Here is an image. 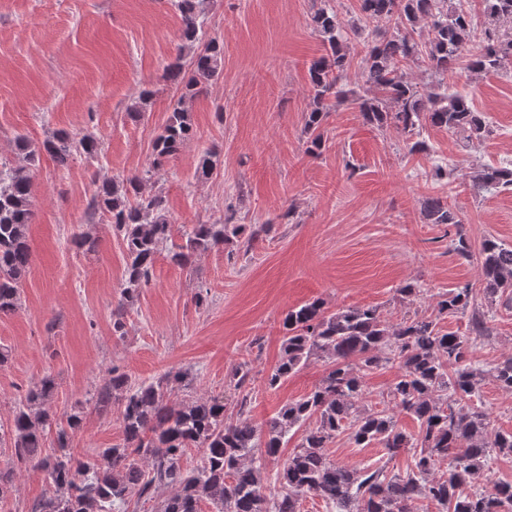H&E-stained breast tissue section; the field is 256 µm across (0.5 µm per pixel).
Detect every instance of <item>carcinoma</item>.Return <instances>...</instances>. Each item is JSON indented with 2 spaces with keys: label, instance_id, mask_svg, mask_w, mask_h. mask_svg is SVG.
I'll list each match as a JSON object with an SVG mask.
<instances>
[{
  "label": "carcinoma",
  "instance_id": "carcinoma-1",
  "mask_svg": "<svg viewBox=\"0 0 512 512\" xmlns=\"http://www.w3.org/2000/svg\"><path fill=\"white\" fill-rule=\"evenodd\" d=\"M367 22L392 21L396 32L366 42L361 58L365 91L360 111L366 123L392 126L408 140V151L421 149L427 125L463 135L470 142L490 133L485 115L469 98L437 87L422 89L408 81L403 69L424 63L437 76H445L473 40L472 16L450 8L448 0H359ZM200 0H176L182 19L181 37L194 50L189 65L177 55L166 66L167 78L181 92L166 123L152 141L153 165L178 153L194 133L186 101L207 91L224 63V44L202 39ZM488 18L481 30V46L469 54L468 67L479 74L498 72L512 57V35L499 22H512V0H482ZM325 54L309 66L312 108L305 115L308 153L318 155L324 143L327 102L348 96L344 79L352 59L348 43L362 28L345 29L331 0H321L312 16ZM428 25L423 37L420 24ZM17 160L0 165V314L21 305L22 284L31 265L29 226L32 216V173L41 153L66 165L76 153L98 155V141L59 130L39 146L17 141ZM220 163L215 150L204 151L196 177L209 180ZM149 172L101 183L89 208L108 216L122 238L126 267L121 303L112 320V334H126L125 308L134 304L147 285L157 256L171 240L174 225L164 212L162 197L147 190ZM512 188V166L486 167L474 176L473 189L488 192ZM423 213L431 224H461L443 197H429ZM241 224L200 222L181 228L183 243L168 251L180 266L191 258L237 239ZM480 287L496 298L512 295V245L494 237L481 243ZM473 298L467 284L440 295L437 315L404 318L391 325L374 306L331 311L320 299L304 302L286 313L281 356L267 376L274 389L315 357L327 365L321 383L305 396L284 404L262 425L247 418V397L227 412L224 397L173 398L174 385L186 373L169 371L149 384L136 383L114 367L101 387L96 408L104 412L120 407L123 443L104 448L92 458L71 448L72 436L83 427L84 411L64 413L53 447L47 435L59 415L49 401L54 378L44 376L28 388L15 406L10 423L0 427V451L10 453L17 468L45 473L51 484L48 496L32 512H112L132 497L150 494L156 484L173 489L156 512H201L210 502L215 512H300V501L315 493L336 506L337 512H414L426 500L443 512H512V483L496 482L479 490L475 483L494 455L512 456V431L494 430L488 413L465 406L484 371L472 366L470 344L464 336L440 325L442 316L465 312ZM395 364L399 373L390 388L395 407L419 423L417 437L398 428L390 408L359 410L366 373ZM490 374L497 385L512 391V355L494 364ZM301 442L283 463L279 488L267 491L255 454L264 450L274 457L297 432ZM356 447L378 443L393 458L413 452V467L404 475L388 476L383 469L357 470L333 460L329 445L344 432ZM190 448L202 450L195 470L183 469L181 459ZM446 463L440 469L439 463Z\"/></svg>",
  "mask_w": 512,
  "mask_h": 512
}]
</instances>
